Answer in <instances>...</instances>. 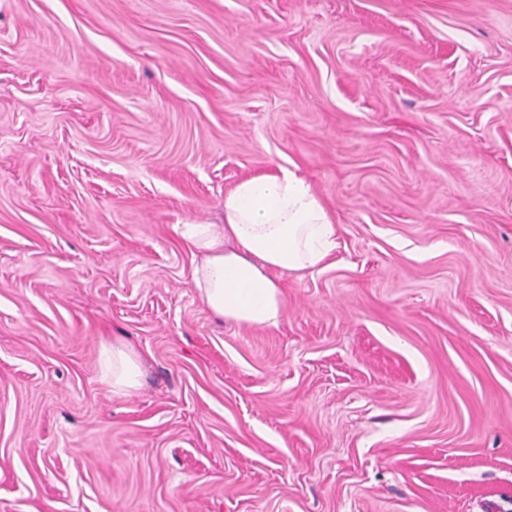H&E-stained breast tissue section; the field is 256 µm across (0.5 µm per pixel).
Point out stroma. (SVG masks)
Segmentation results:
<instances>
[{"label": "stroma", "mask_w": 512, "mask_h": 512, "mask_svg": "<svg viewBox=\"0 0 512 512\" xmlns=\"http://www.w3.org/2000/svg\"><path fill=\"white\" fill-rule=\"evenodd\" d=\"M291 163L219 322L173 227ZM0 512H512V0H0ZM192 256L190 283L216 317L240 327L278 324L282 277L320 270L336 254L338 224L294 165L242 179L218 222L177 224ZM99 366L101 381L113 394L130 395L143 386V363L140 354L123 341L101 342Z\"/></svg>", "instance_id": "35a3bbf8"}]
</instances>
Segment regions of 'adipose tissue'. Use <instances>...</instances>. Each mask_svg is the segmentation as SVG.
<instances>
[{"mask_svg":"<svg viewBox=\"0 0 512 512\" xmlns=\"http://www.w3.org/2000/svg\"><path fill=\"white\" fill-rule=\"evenodd\" d=\"M192 256L190 283L216 317L240 327L277 325L282 277L323 268L338 248V226L296 166L242 179L224 195L219 221L177 224ZM100 376L113 394L143 385L140 354L122 341L100 345Z\"/></svg>","mask_w":512,"mask_h":512,"instance_id":"obj_1","label":"adipose tissue"}]
</instances>
